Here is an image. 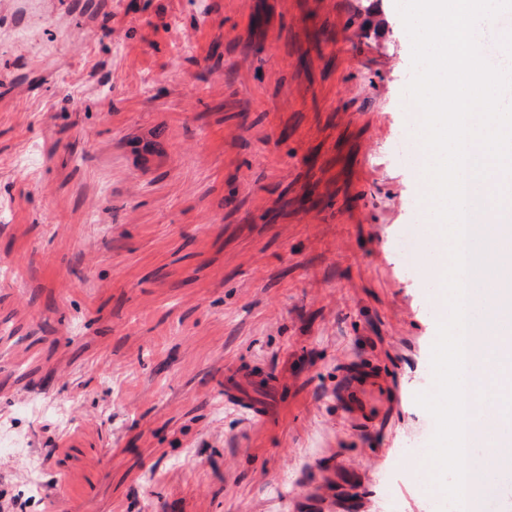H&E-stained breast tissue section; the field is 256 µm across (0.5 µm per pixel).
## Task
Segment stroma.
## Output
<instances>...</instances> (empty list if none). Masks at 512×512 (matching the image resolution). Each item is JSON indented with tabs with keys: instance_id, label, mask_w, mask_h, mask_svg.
I'll list each match as a JSON object with an SVG mask.
<instances>
[{
	"instance_id": "stroma-1",
	"label": "stroma",
	"mask_w": 512,
	"mask_h": 512,
	"mask_svg": "<svg viewBox=\"0 0 512 512\" xmlns=\"http://www.w3.org/2000/svg\"><path fill=\"white\" fill-rule=\"evenodd\" d=\"M412 76L396 0L0 27V512H430ZM231 364L283 376L278 418ZM283 378L270 369H239L224 372V400L251 412L265 423L277 418L280 410L279 391Z\"/></svg>"
}]
</instances>
